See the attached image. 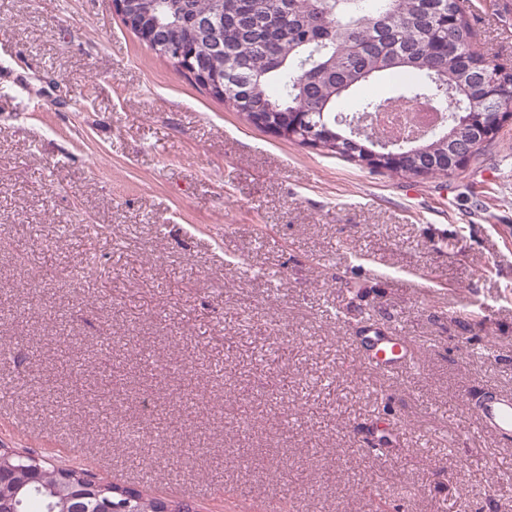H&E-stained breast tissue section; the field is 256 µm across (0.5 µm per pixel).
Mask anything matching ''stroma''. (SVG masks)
<instances>
[{
    "instance_id": "obj_1",
    "label": "stroma",
    "mask_w": 512,
    "mask_h": 512,
    "mask_svg": "<svg viewBox=\"0 0 512 512\" xmlns=\"http://www.w3.org/2000/svg\"><path fill=\"white\" fill-rule=\"evenodd\" d=\"M469 20L512 65V0ZM507 159L512 122L452 176L375 172L257 128L112 0H0V383L45 403L0 400V447L198 512H512V441L468 406L512 391V185L479 186ZM366 322L407 337L409 371L360 363Z\"/></svg>"
}]
</instances>
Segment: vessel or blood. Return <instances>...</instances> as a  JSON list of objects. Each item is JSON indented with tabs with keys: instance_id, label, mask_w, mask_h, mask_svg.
<instances>
[{
	"instance_id": "vessel-or-blood-1",
	"label": "vessel or blood",
	"mask_w": 512,
	"mask_h": 512,
	"mask_svg": "<svg viewBox=\"0 0 512 512\" xmlns=\"http://www.w3.org/2000/svg\"><path fill=\"white\" fill-rule=\"evenodd\" d=\"M359 357L364 366L377 374L396 377L413 363L408 340L398 333H384L373 326H365L358 336ZM478 424L488 432L504 438L512 437V394H486L471 408Z\"/></svg>"
}]
</instances>
